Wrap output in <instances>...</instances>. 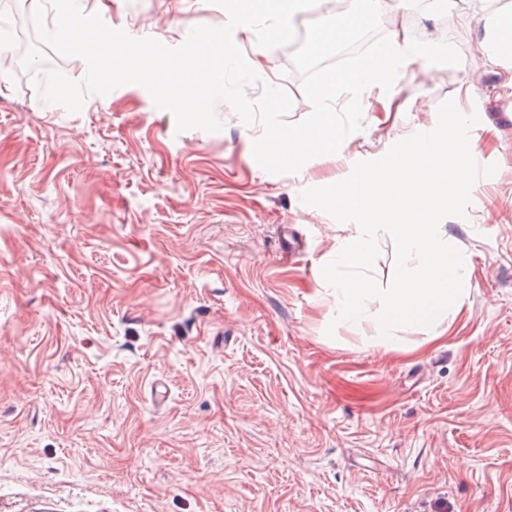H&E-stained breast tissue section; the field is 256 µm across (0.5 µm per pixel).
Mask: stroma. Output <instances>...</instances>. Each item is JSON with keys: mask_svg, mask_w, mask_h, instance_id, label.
<instances>
[{"mask_svg": "<svg viewBox=\"0 0 512 512\" xmlns=\"http://www.w3.org/2000/svg\"><path fill=\"white\" fill-rule=\"evenodd\" d=\"M131 37L181 45L209 0H79ZM406 25L445 51L407 66L401 111L336 95L344 160L268 173L226 101L177 132L148 91L44 102L0 85V512H512V98L467 106L485 211L449 217L470 268L447 329L335 324L322 267L346 224L299 199L433 129L495 23ZM274 49L271 83L312 106ZM334 336H327V327ZM168 390L155 402L156 386Z\"/></svg>", "mask_w": 512, "mask_h": 512, "instance_id": "stroma-1", "label": "stroma"}]
</instances>
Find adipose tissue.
Segmentation results:
<instances>
[{
  "mask_svg": "<svg viewBox=\"0 0 512 512\" xmlns=\"http://www.w3.org/2000/svg\"><path fill=\"white\" fill-rule=\"evenodd\" d=\"M436 42L418 43L411 34L392 33L383 43L377 55L354 72L336 75L330 88L322 90V103L310 126L304 129H282L274 133L272 144H281L288 150L303 155L317 153L342 154L345 143L336 122V114L329 106L339 88H348L362 97L370 96L381 84H398L402 69L428 54L438 53ZM512 53V33L504 32L500 48H492L486 42L474 45L471 57L462 66L463 71L482 70L495 75L503 96L512 97V67L502 66L504 54Z\"/></svg>",
  "mask_w": 512,
  "mask_h": 512,
  "instance_id": "obj_1",
  "label": "adipose tissue"
}]
</instances>
